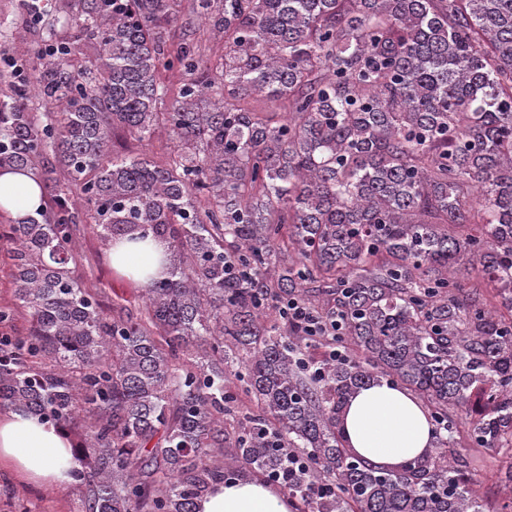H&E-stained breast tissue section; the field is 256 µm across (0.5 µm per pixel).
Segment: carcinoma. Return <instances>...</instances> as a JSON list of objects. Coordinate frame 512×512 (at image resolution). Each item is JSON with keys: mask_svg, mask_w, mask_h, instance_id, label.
I'll return each instance as SVG.
<instances>
[{"mask_svg": "<svg viewBox=\"0 0 512 512\" xmlns=\"http://www.w3.org/2000/svg\"><path fill=\"white\" fill-rule=\"evenodd\" d=\"M177 2L18 0L74 35L13 59L24 84L0 72V169L54 192L6 232L32 324L0 338V409L77 433L80 512H195L244 469L286 472L308 512H484L472 449H506L512 491V0H194L173 44ZM160 126L164 163L114 152ZM73 188L103 245H166L133 312L75 276ZM290 300L336 332L307 335ZM381 379L435 427L399 472L340 432Z\"/></svg>", "mask_w": 512, "mask_h": 512, "instance_id": "cac0c4a2", "label": "carcinoma"}]
</instances>
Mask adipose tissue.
Here are the masks:
<instances>
[{
    "label": "adipose tissue",
    "mask_w": 512,
    "mask_h": 512,
    "mask_svg": "<svg viewBox=\"0 0 512 512\" xmlns=\"http://www.w3.org/2000/svg\"><path fill=\"white\" fill-rule=\"evenodd\" d=\"M43 192L32 172L0 171V211L19 220L35 215ZM164 256L159 244L127 243L109 249L113 269L132 282L145 283ZM347 448L366 465L389 471L434 452L429 414L410 391L379 382L359 388L341 419ZM76 463L69 436L39 416L0 413V471L21 480L56 487L71 483ZM196 512H295L288 496L262 478L249 476L212 485L196 502Z\"/></svg>",
    "instance_id": "ef3b65f1"
}]
</instances>
